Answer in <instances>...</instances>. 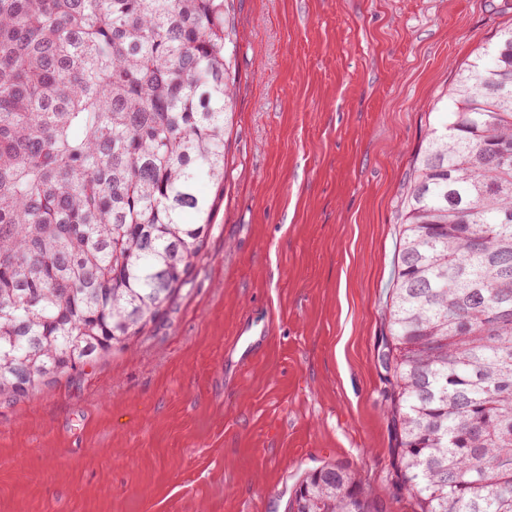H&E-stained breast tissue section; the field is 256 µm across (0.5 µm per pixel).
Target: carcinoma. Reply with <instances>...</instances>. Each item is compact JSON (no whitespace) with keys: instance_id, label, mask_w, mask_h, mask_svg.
Masks as SVG:
<instances>
[{"instance_id":"1","label":"carcinoma","mask_w":512,"mask_h":512,"mask_svg":"<svg viewBox=\"0 0 512 512\" xmlns=\"http://www.w3.org/2000/svg\"><path fill=\"white\" fill-rule=\"evenodd\" d=\"M236 37L231 0H0V398L128 348L189 283L224 194ZM450 97L402 215L391 480L417 512H512V27ZM295 503L384 512L335 464Z\"/></svg>"}]
</instances>
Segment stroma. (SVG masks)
Listing matches in <instances>:
<instances>
[{"mask_svg":"<svg viewBox=\"0 0 512 512\" xmlns=\"http://www.w3.org/2000/svg\"><path fill=\"white\" fill-rule=\"evenodd\" d=\"M226 179L189 285L130 348L0 399V512H288L389 482L380 361L403 204L512 0H234ZM270 330L241 363L245 324ZM292 501L297 504V512H384L383 503L372 496L365 484L335 464L310 472Z\"/></svg>","mask_w":512,"mask_h":512,"instance_id":"obj_1","label":"stroma"}]
</instances>
